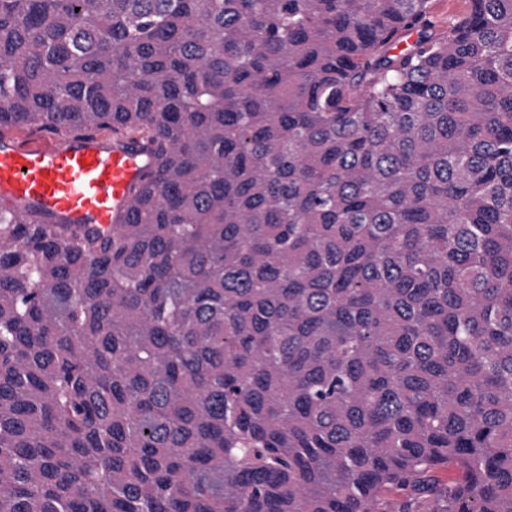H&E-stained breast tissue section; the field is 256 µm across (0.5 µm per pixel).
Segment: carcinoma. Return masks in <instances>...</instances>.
I'll list each match as a JSON object with an SVG mask.
<instances>
[{
	"label": "carcinoma",
	"mask_w": 512,
	"mask_h": 512,
	"mask_svg": "<svg viewBox=\"0 0 512 512\" xmlns=\"http://www.w3.org/2000/svg\"><path fill=\"white\" fill-rule=\"evenodd\" d=\"M468 3L0 0V123L155 155L113 232L0 209V512H512V0ZM433 4L436 27L447 30L468 8V0H433Z\"/></svg>",
	"instance_id": "carcinoma-1"
}]
</instances>
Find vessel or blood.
I'll return each instance as SVG.
<instances>
[{
	"label": "vessel or blood",
	"instance_id": "1",
	"mask_svg": "<svg viewBox=\"0 0 512 512\" xmlns=\"http://www.w3.org/2000/svg\"><path fill=\"white\" fill-rule=\"evenodd\" d=\"M154 162L121 137L72 135L21 139L0 125V207L78 228H115L134 187Z\"/></svg>",
	"mask_w": 512,
	"mask_h": 512
}]
</instances>
